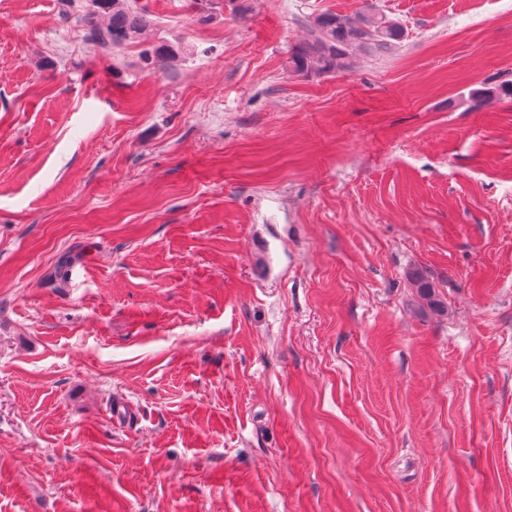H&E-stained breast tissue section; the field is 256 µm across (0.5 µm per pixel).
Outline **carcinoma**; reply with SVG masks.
Here are the masks:
<instances>
[{
  "label": "carcinoma",
  "instance_id": "1",
  "mask_svg": "<svg viewBox=\"0 0 512 512\" xmlns=\"http://www.w3.org/2000/svg\"><path fill=\"white\" fill-rule=\"evenodd\" d=\"M93 10L78 18L85 37L104 48L146 42L151 20L143 8H133L128 0H92ZM104 14L108 22L102 26L97 16ZM312 38L297 44L288 57V66L301 75L315 77L330 75L348 66L352 50L365 46L371 51L388 52L402 38L401 27L383 15L339 14L322 12L309 20ZM506 92L512 95V84L483 87L471 98L475 104ZM420 296L437 312L444 306L433 298V288L422 276H415Z\"/></svg>",
  "mask_w": 512,
  "mask_h": 512
}]
</instances>
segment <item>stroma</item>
<instances>
[{
  "mask_svg": "<svg viewBox=\"0 0 512 512\" xmlns=\"http://www.w3.org/2000/svg\"><path fill=\"white\" fill-rule=\"evenodd\" d=\"M132 2L0 0V512H512V0ZM128 0H92L94 9L77 17L85 37L101 47H120L146 42L151 20L144 8H133ZM107 16L106 25H100L98 15ZM312 38L297 44L288 66L301 75L327 76L347 67L356 46L388 52L402 38L401 27L383 15L322 12L309 20Z\"/></svg>",
  "mask_w": 512,
  "mask_h": 512,
  "instance_id": "obj_1",
  "label": "stroma"
}]
</instances>
